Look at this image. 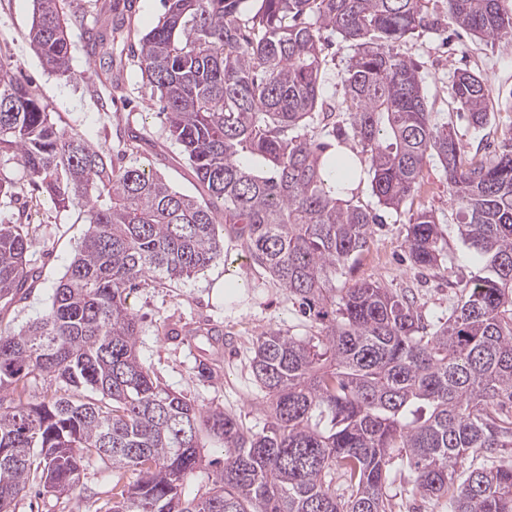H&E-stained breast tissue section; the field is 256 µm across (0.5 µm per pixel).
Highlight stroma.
I'll return each mask as SVG.
<instances>
[{"label":"stroma","mask_w":512,"mask_h":512,"mask_svg":"<svg viewBox=\"0 0 512 512\" xmlns=\"http://www.w3.org/2000/svg\"><path fill=\"white\" fill-rule=\"evenodd\" d=\"M127 11L112 17V37L117 49L112 58L90 59L88 32L95 28V0H73L71 8L83 15L71 28V72L61 76L48 71L27 38L34 0H0V58L10 61L12 76L28 80L45 101L58 124L78 132L105 154L126 164H145L176 190L200 192L195 175L181 148L168 136L158 107L144 85L137 56L138 41L164 11L161 0H128ZM327 65L321 75L325 97L342 99L349 60L353 54L341 35L324 34ZM399 52L418 68L437 123H453L470 156L492 158L512 140V45L491 43L460 30L448 13L446 0H429L428 24L406 36ZM469 70L480 75L491 90V117L480 130L473 129L449 95L454 74ZM112 74V88L97 76ZM423 177L430 189L400 210L379 206L369 175H362L350 195L351 203L378 211L366 257L344 269L336 280L345 288L368 280L412 294L428 320L447 318L459 290L472 277L485 274L486 261L457 230L456 206L437 160L426 164ZM0 181L13 184L19 202L0 198V224L14 223L19 206H26L34 244L27 256L37 281L25 300L0 310V329L19 331L45 313L52 286L62 277L76 254L88 226L84 209L75 205L61 211L45 197L32 194L24 170L11 161L0 162ZM428 207L446 233L445 259L439 269L426 271L409 260L405 226L411 213ZM228 246L222 261L190 277L132 293L128 302L140 319L139 358L153 368L162 386L194 401L203 409H223L240 415L245 426L262 429V397L249 368L255 336L278 329L295 336L307 333L284 288L273 282L246 258L233 225H225ZM244 283L239 293L220 289L225 275ZM224 335L221 350L206 337L196 335L201 324ZM210 358L213 377L200 379L196 362ZM112 505V474L100 462L87 465L77 490L68 495L32 494L14 502L15 512H108Z\"/></svg>","instance_id":"35a3bbf8"}]
</instances>
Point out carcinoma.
Instances as JSON below:
<instances>
[{
  "instance_id": "cac0c4a2",
  "label": "carcinoma",
  "mask_w": 512,
  "mask_h": 512,
  "mask_svg": "<svg viewBox=\"0 0 512 512\" xmlns=\"http://www.w3.org/2000/svg\"><path fill=\"white\" fill-rule=\"evenodd\" d=\"M163 0L139 39L144 84L161 105L203 192L174 190L143 165H119L54 120L32 86L0 60V159L65 209L84 203L89 231L51 289L45 315L0 330V512L39 486L76 490L92 461L112 471L110 512H395L398 481L448 512H512V143L467 156L451 124L432 121L418 67L394 52L423 26V0ZM466 31L512 43L503 0H448ZM65 0H35L28 32L42 63L70 72ZM355 47L343 99L323 97L322 32ZM450 95L484 127L490 90L467 70ZM319 121L320 135L308 134ZM350 138L335 158L331 141ZM249 154L262 166L241 162ZM435 158L458 205L460 236L490 274L460 290L448 319L425 323L414 298L376 281L333 288L369 248L379 216L336 198L335 165L372 174L380 206L399 210ZM223 224L275 279L309 327L252 341L251 373L267 423L203 410L160 385L137 355L130 294L224 259ZM412 263L439 267L435 211L410 215ZM32 236L0 224V300L27 294ZM56 388L39 401L25 383ZM220 440L212 487L186 492L202 465L201 431ZM472 459L466 472L458 466ZM136 473L125 481V473ZM341 478L347 494H336Z\"/></svg>"
}]
</instances>
